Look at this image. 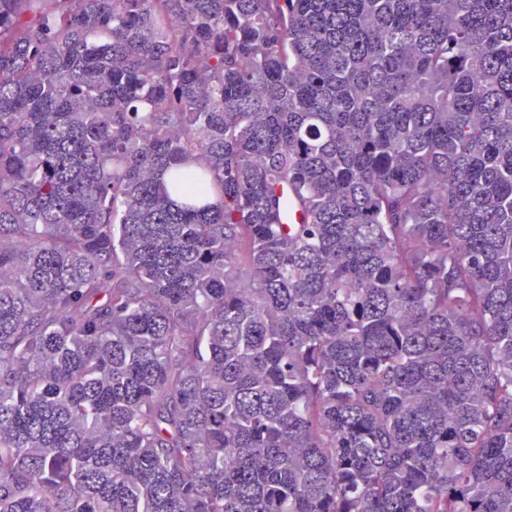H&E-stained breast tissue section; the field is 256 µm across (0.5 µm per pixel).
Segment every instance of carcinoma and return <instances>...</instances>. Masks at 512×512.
I'll list each match as a JSON object with an SVG mask.
<instances>
[{"label":"carcinoma","mask_w":512,"mask_h":512,"mask_svg":"<svg viewBox=\"0 0 512 512\" xmlns=\"http://www.w3.org/2000/svg\"><path fill=\"white\" fill-rule=\"evenodd\" d=\"M0 512H512V0H0Z\"/></svg>","instance_id":"carcinoma-1"}]
</instances>
